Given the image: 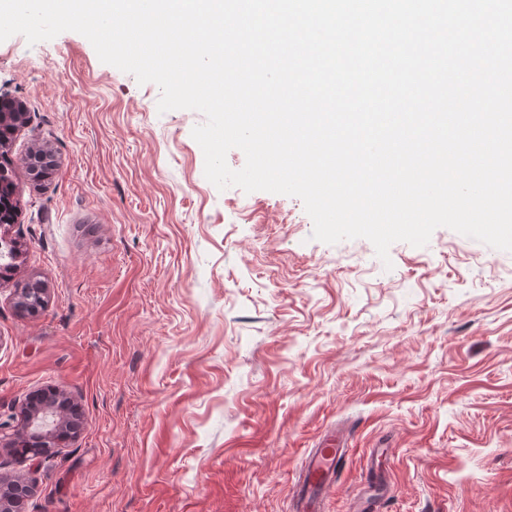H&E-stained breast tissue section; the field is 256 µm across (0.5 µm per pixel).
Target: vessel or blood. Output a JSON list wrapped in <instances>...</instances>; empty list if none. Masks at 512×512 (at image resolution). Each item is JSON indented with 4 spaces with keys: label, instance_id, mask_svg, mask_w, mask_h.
Returning a JSON list of instances; mask_svg holds the SVG:
<instances>
[{
    "label": "vessel or blood",
    "instance_id": "1",
    "mask_svg": "<svg viewBox=\"0 0 512 512\" xmlns=\"http://www.w3.org/2000/svg\"><path fill=\"white\" fill-rule=\"evenodd\" d=\"M347 450L338 432L328 433L308 456L303 480L294 499L295 512H319L323 491L340 473Z\"/></svg>",
    "mask_w": 512,
    "mask_h": 512
}]
</instances>
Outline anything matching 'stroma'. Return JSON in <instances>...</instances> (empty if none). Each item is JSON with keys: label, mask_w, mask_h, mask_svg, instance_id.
Returning <instances> with one entry per match:
<instances>
[{"label": "stroma", "mask_w": 512, "mask_h": 512, "mask_svg": "<svg viewBox=\"0 0 512 512\" xmlns=\"http://www.w3.org/2000/svg\"><path fill=\"white\" fill-rule=\"evenodd\" d=\"M1 95L29 122L7 149L0 421L49 387L81 417L53 460L0 447L25 512H293L333 429L323 512H512V252L440 227L388 270L367 239L314 240L299 198L208 181L204 115L159 112L73 31L0 42ZM12 161L9 157H1L0 160V224H9V219L11 217L10 210L7 209L9 204L8 201L11 199L14 193V184L9 180L8 171L4 167H11ZM2 204L4 206V214L1 216ZM11 212L12 217L10 219V224H14L17 216H18V207L16 202L12 201L11 204ZM3 221V223H2ZM347 450L342 435L333 431L325 436L320 448H314L309 454L303 480L294 499L293 509L296 512H316L320 509L323 491L339 475Z\"/></svg>", "instance_id": "1"}]
</instances>
